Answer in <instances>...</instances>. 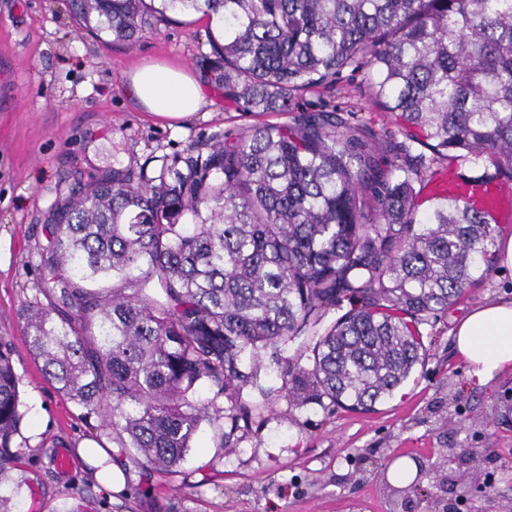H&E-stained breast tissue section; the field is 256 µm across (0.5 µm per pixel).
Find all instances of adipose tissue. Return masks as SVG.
I'll use <instances>...</instances> for the list:
<instances>
[{"label":"adipose tissue","mask_w":512,"mask_h":512,"mask_svg":"<svg viewBox=\"0 0 512 512\" xmlns=\"http://www.w3.org/2000/svg\"><path fill=\"white\" fill-rule=\"evenodd\" d=\"M126 88L143 111L174 121L207 104L201 78L165 64L139 67L127 77ZM455 336L458 357L476 377L489 381L512 368V300L477 305Z\"/></svg>","instance_id":"adipose-tissue-1"}]
</instances>
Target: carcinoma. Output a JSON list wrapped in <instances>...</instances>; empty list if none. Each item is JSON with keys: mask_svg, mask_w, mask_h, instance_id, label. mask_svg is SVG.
Segmentation results:
<instances>
[{"mask_svg": "<svg viewBox=\"0 0 512 512\" xmlns=\"http://www.w3.org/2000/svg\"><path fill=\"white\" fill-rule=\"evenodd\" d=\"M67 2L126 42L149 14L207 16L204 72L245 112H287L292 93L365 68L406 131L385 171L375 132L304 112L60 189L20 317L47 380L112 432V461L172 472L221 412L230 451L274 394L326 412L390 399L424 365L421 326L495 266L500 228L463 202L418 214L416 149L512 184V0ZM266 356L277 387L258 384ZM22 419L1 341L0 512L21 491Z\"/></svg>", "mask_w": 512, "mask_h": 512, "instance_id": "1", "label": "carcinoma"}]
</instances>
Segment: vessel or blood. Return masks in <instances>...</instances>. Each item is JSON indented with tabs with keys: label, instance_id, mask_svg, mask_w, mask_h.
I'll return each instance as SVG.
<instances>
[{
	"label": "vessel or blood",
	"instance_id": "vessel-or-blood-1",
	"mask_svg": "<svg viewBox=\"0 0 512 512\" xmlns=\"http://www.w3.org/2000/svg\"><path fill=\"white\" fill-rule=\"evenodd\" d=\"M430 200H462L482 212L488 223L512 226V189L495 182L472 181L457 168L444 170L432 183Z\"/></svg>",
	"mask_w": 512,
	"mask_h": 512
}]
</instances>
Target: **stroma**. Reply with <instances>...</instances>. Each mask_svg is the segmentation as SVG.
<instances>
[{"instance_id": "35a3bbf8", "label": "stroma", "mask_w": 512, "mask_h": 512, "mask_svg": "<svg viewBox=\"0 0 512 512\" xmlns=\"http://www.w3.org/2000/svg\"><path fill=\"white\" fill-rule=\"evenodd\" d=\"M202 14L154 18L139 41L76 31L64 0H0V341L11 343L25 412L15 441L22 485L15 512H389L391 467L437 463L443 441L479 448L492 478L480 490L455 484L457 512H500L512 500V372L484 383L454 353L453 330L476 305L512 298V270L495 269L447 314L422 326L427 358L393 398L370 412L290 408L279 398L253 422L236 453L221 448L223 418L204 423L173 473L142 480L128 462L125 489L94 490L77 455L86 439L112 444L58 394L29 353L18 311L39 276L36 247L63 184L87 183L115 167L139 168L151 156L183 153L212 134L256 122L285 124L289 114L253 116L224 101L214 85L207 111L175 124L140 111L123 87L148 60L201 72L210 56ZM301 108L355 111L382 136L392 161L403 131L374 104L365 73L301 93ZM68 470L55 466L58 452Z\"/></svg>"}]
</instances>
